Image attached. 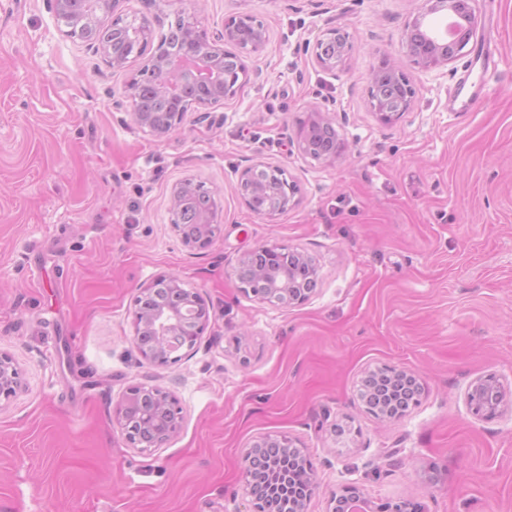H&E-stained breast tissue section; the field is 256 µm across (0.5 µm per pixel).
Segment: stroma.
<instances>
[{
    "instance_id": "1",
    "label": "stroma",
    "mask_w": 512,
    "mask_h": 512,
    "mask_svg": "<svg viewBox=\"0 0 512 512\" xmlns=\"http://www.w3.org/2000/svg\"><path fill=\"white\" fill-rule=\"evenodd\" d=\"M419 0H119L128 21L161 28L180 10L208 34L251 14L268 41L257 74L207 116L167 136L131 119L109 67L46 0H0V351L22 372L0 400V512H251L242 456L263 436L299 440L319 488L353 469L364 497L424 512H512V419L479 421L476 377L512 384V0H478L479 29L448 68L408 69L410 112L381 124L368 102L382 57L403 56ZM341 28L355 50L337 73L316 39ZM498 66L474 59L487 40ZM485 88L449 107L462 72ZM315 106L334 112L342 156L302 155ZM284 169L299 203L274 221L237 194L254 163ZM222 191L213 244L194 255L170 224L173 186ZM267 244L309 255V300L245 295L240 256ZM165 273L202 294L209 320L170 366L135 341L140 288ZM420 375L408 416L379 421L357 390L364 371ZM172 392L179 432L129 447L115 420L135 385Z\"/></svg>"
}]
</instances>
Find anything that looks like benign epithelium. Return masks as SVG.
<instances>
[{
	"instance_id": "1",
	"label": "benign epithelium",
	"mask_w": 512,
	"mask_h": 512,
	"mask_svg": "<svg viewBox=\"0 0 512 512\" xmlns=\"http://www.w3.org/2000/svg\"><path fill=\"white\" fill-rule=\"evenodd\" d=\"M88 10V26L80 33L78 39L99 53L106 63L114 70H121L128 66L129 61L115 52L114 42L101 39L94 24L98 19H105L115 12L117 0H83ZM459 11L464 17V27L459 39L448 44L433 34L425 33L427 17L440 11ZM185 28L192 33V42L203 48V51L184 53L179 57L167 55L162 43H157L155 52L144 65L158 76L163 90L169 98L177 95V88L173 80L174 74L185 68L198 69L201 83L210 88V94L196 99L187 105L181 104L171 121L166 124L158 123L154 117L142 112L138 108V80L133 78L126 87V98L130 101L133 119L145 132L155 137H163L172 132L182 121L185 112L194 109L205 110L221 101L233 97L241 84L249 77L248 61L258 57L266 45V32L264 24L256 16L250 14L231 16L224 20V32L217 38L211 39L205 30L201 29L194 16L185 19ZM478 28L477 0H424V6L411 21L405 25L404 47L408 64L423 72L432 73L447 67L454 62L476 35ZM333 39L336 41L334 52L328 56L316 53V60L321 68L334 72L341 68L352 55L354 45L349 41L347 33L338 29L324 31L316 41V45ZM234 44L238 47L237 54L238 75L241 80L232 83L225 82L220 70V62L224 49L220 44ZM383 78L399 84L404 90L399 107H394L385 98L369 95L370 106L378 121L384 125H391L398 121L406 112L412 109L415 89L404 69L384 58L380 61L378 69L371 76V85H376ZM196 184L187 179L176 184L171 192V205L169 208L170 224L179 229L176 221L179 216V196L186 188H194ZM297 185L288 183V198L284 207L259 211L257 215L272 221L276 216L288 211L295 204ZM214 198L216 211L203 220L199 225L200 231L194 237H181L182 244L193 254L207 250L213 243L221 223L220 193L210 191ZM300 265L307 267L311 272V282L302 286V291H296L292 273L269 270L260 274L262 281L271 287V291L286 297L283 306L293 307L303 304L314 291L317 280V267L313 259L305 253H295ZM207 303L197 291L190 292L189 297L183 296L173 299V302L158 309L135 311L137 344L142 357L159 366H168L179 362L194 350L198 339L208 324ZM419 380V377L410 371L382 366L367 372L361 381L360 399L372 414L383 420L400 419L407 415L410 406L398 411L384 404L373 406L372 383L375 380L397 383L404 380ZM20 387V372L14 365L12 358L0 352V397L9 398L16 394ZM465 403L469 412L480 420H491L512 413V390H507L501 378L495 374H488L474 379L465 391ZM141 410L143 422L146 426L154 428L159 433L158 445L175 436L183 419L182 408L177 398L169 391L157 386L136 385L121 398L116 407V422L125 435L131 447L139 446L127 427L128 416L134 410ZM279 447L288 454H296L305 459L303 447L291 437H263L248 446L244 455V479L247 487H252V480L257 465L256 450L259 448ZM362 497L358 482L346 480L341 483L339 491L334 494L330 503L333 504L330 512H345V507Z\"/></svg>"
}]
</instances>
